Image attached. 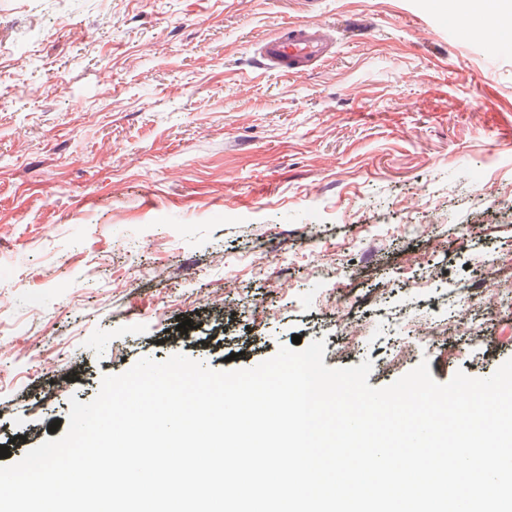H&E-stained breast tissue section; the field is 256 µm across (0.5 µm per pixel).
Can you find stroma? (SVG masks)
Instances as JSON below:
<instances>
[{
  "label": "stroma",
  "mask_w": 512,
  "mask_h": 512,
  "mask_svg": "<svg viewBox=\"0 0 512 512\" xmlns=\"http://www.w3.org/2000/svg\"><path fill=\"white\" fill-rule=\"evenodd\" d=\"M494 8L0 0L12 460L143 358L250 368L297 334L325 340L326 366L370 360L373 387L424 360L445 383L512 359V28L481 53L458 34ZM303 21L329 59L263 69L261 40ZM464 309L472 330L417 331Z\"/></svg>",
  "instance_id": "obj_1"
}]
</instances>
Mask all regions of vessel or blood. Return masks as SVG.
<instances>
[{"label":"vessel or blood","instance_id":"obj_1","mask_svg":"<svg viewBox=\"0 0 512 512\" xmlns=\"http://www.w3.org/2000/svg\"><path fill=\"white\" fill-rule=\"evenodd\" d=\"M330 38L313 22L292 23L263 39L259 54L268 68L297 75L324 57Z\"/></svg>","mask_w":512,"mask_h":512}]
</instances>
